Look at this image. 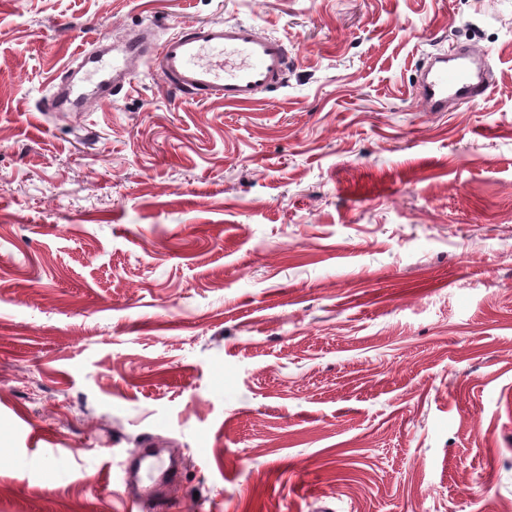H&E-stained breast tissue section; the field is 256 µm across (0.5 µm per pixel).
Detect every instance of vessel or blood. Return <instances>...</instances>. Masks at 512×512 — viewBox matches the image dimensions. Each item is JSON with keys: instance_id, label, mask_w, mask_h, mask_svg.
<instances>
[{"instance_id": "b4317fda", "label": "vessel or blood", "mask_w": 512, "mask_h": 512, "mask_svg": "<svg viewBox=\"0 0 512 512\" xmlns=\"http://www.w3.org/2000/svg\"><path fill=\"white\" fill-rule=\"evenodd\" d=\"M77 58L82 87L74 89L65 79L55 84L51 110L87 112L111 103L131 87L132 67L140 63L160 73L175 93L196 101L245 105L282 87L289 64L281 39L250 23L222 21L184 25L162 40L130 36L115 46L113 56L83 51ZM492 87L487 57L460 45L430 54L417 90L424 111L444 112L452 102L478 104ZM137 460L138 493L131 506L134 512H151L158 487L181 482L183 475L153 449L139 453Z\"/></svg>"}]
</instances>
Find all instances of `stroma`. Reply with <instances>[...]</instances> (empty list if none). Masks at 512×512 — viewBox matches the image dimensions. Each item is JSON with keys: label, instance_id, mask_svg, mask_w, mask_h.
Instances as JSON below:
<instances>
[{"label": "stroma", "instance_id": "1", "mask_svg": "<svg viewBox=\"0 0 512 512\" xmlns=\"http://www.w3.org/2000/svg\"><path fill=\"white\" fill-rule=\"evenodd\" d=\"M246 22L285 87L46 112L88 42ZM488 52L421 111L434 47ZM512 512V0H0V512ZM493 70L484 54L467 45L449 53L437 49L421 69L417 90L425 112H447L448 103L477 105L493 87ZM138 460L136 478L138 494L132 497L131 508L138 512L154 509L158 487L163 483H180L183 474L173 466H168L159 451L145 450L135 456Z\"/></svg>", "mask_w": 512, "mask_h": 512}]
</instances>
